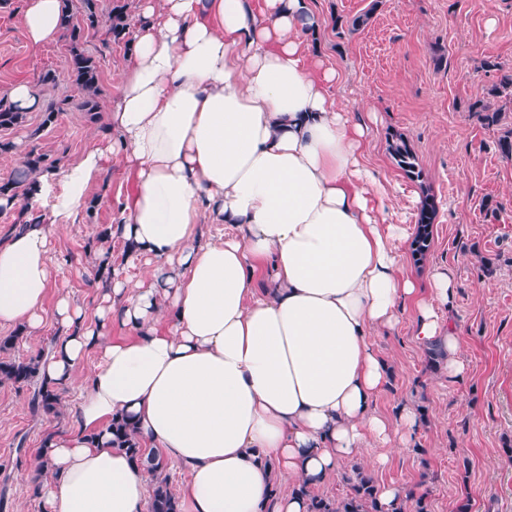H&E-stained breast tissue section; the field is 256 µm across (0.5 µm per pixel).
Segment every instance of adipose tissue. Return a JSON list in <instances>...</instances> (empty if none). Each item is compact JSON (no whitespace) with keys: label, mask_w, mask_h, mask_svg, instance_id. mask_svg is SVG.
Wrapping results in <instances>:
<instances>
[{"label":"adipose tissue","mask_w":512,"mask_h":512,"mask_svg":"<svg viewBox=\"0 0 512 512\" xmlns=\"http://www.w3.org/2000/svg\"><path fill=\"white\" fill-rule=\"evenodd\" d=\"M62 8L24 0L31 47L58 41ZM316 23L308 0H140L109 150L42 175L53 222L0 246V326H58L39 376L79 390L76 429L48 443L49 512H143L144 471L110 444L121 415L183 468L188 512H308L281 483L322 484L420 427L410 404L394 419L375 408L389 370L371 338L399 326L403 305L449 377L465 373L443 317L455 282L437 272L425 296L400 276L407 234L364 165L365 126L331 93L336 70L309 50ZM116 153L136 181L121 235L147 270L100 284L90 322L68 296L47 305L49 240ZM202 220L222 225L219 239L198 240ZM116 322L126 337H112Z\"/></svg>","instance_id":"1"}]
</instances>
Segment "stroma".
<instances>
[{
  "label": "stroma",
  "instance_id": "obj_1",
  "mask_svg": "<svg viewBox=\"0 0 512 512\" xmlns=\"http://www.w3.org/2000/svg\"><path fill=\"white\" fill-rule=\"evenodd\" d=\"M21 2L0 0V100L10 86L28 81L39 105L22 126L0 129V140L14 144L0 153V181L30 149L66 163L112 142L111 133L72 106L44 124L47 106L68 83V42L62 37L31 49ZM310 6L319 20L310 50L338 72L335 99L368 128L365 163L393 192L392 223L414 232L423 191L436 197L430 252L420 264L405 257L402 273L426 286L436 268L450 269L456 282L451 316L468 363L459 381L445 369L427 370V350L407 312L396 331L374 336L390 370L377 410L392 418L411 401L422 426L406 446H375L358 461L370 467L377 485L426 494L429 512H456L465 498L470 512H512V160L497 151L499 129L468 110L502 74H512V0H310ZM366 11L369 24L350 30L349 21ZM84 49L99 65V105L108 110L121 94L120 74L133 46L106 42L100 32ZM47 72L56 74L57 86L43 84ZM394 133L413 146L423 181H411L394 164L387 150ZM134 188L133 172L113 156L104 181L90 187L86 207L51 235L54 284L86 315L99 301L89 284L101 251L97 233L119 222ZM487 199L494 212L483 209ZM32 392L0 384V512H45L34 491L36 452L47 434L75 425V391L62 390L56 417L33 413ZM382 453L386 465L371 468Z\"/></svg>",
  "mask_w": 512,
  "mask_h": 512
}]
</instances>
